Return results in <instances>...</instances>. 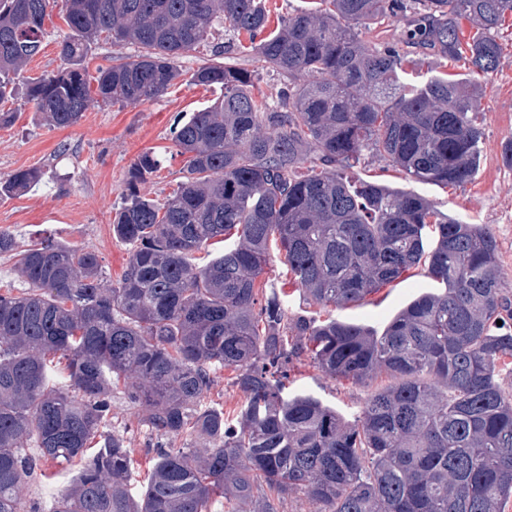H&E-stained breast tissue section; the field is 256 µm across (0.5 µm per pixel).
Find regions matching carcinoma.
I'll return each mask as SVG.
<instances>
[{
    "label": "carcinoma",
    "instance_id": "carcinoma-1",
    "mask_svg": "<svg viewBox=\"0 0 512 512\" xmlns=\"http://www.w3.org/2000/svg\"><path fill=\"white\" fill-rule=\"evenodd\" d=\"M58 6L65 67L22 81ZM511 16L512 0H316L269 31L265 0H0V101L21 88L55 128L96 104L155 100L182 76L179 58L201 46L212 59L189 82L224 89L174 122L186 157L176 194H141L161 165L155 152L129 170L112 219L131 246L119 279L91 251L52 239L21 246L0 230V257L16 259L30 285L0 292V512H24L22 486L48 460L81 471L47 512H207L213 495L246 500L257 484L279 500L300 491L315 512H504L512 397L499 372L512 358V303L497 239L353 170L371 149L411 178L471 180L478 77L497 69V34ZM388 17L404 20L419 48L467 55L470 77L400 79L395 48L359 36ZM462 19L477 27L465 44ZM224 24L264 34L259 60L288 78L278 104L256 99L252 75L221 61L224 45L212 40ZM102 34L140 51L91 78L85 62ZM36 178L19 170L0 194ZM227 236L234 247L194 263ZM272 243L325 307L358 302L420 264L444 291L419 295L380 333L290 320L276 285L256 288ZM303 353L331 377L385 371L393 383L349 422L316 397L288 394V365ZM217 366L244 396L234 423L206 403ZM131 376L127 398L153 431L213 442L157 448L138 497L133 451L107 430L112 387Z\"/></svg>",
    "mask_w": 512,
    "mask_h": 512
}]
</instances>
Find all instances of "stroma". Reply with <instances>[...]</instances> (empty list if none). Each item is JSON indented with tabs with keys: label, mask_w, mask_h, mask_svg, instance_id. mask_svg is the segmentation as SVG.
<instances>
[{
	"label": "stroma",
	"mask_w": 512,
	"mask_h": 512,
	"mask_svg": "<svg viewBox=\"0 0 512 512\" xmlns=\"http://www.w3.org/2000/svg\"><path fill=\"white\" fill-rule=\"evenodd\" d=\"M67 31L61 14H54L46 25L43 48L25 67L24 76L35 78L63 68L59 43ZM360 36L375 45L394 46L407 71L422 74L432 68L462 77L468 73L466 61L438 59L415 49L400 19L363 28ZM220 40L224 44L225 63L252 74L254 95L278 103L286 78L264 66L253 52L242 49L233 30H225ZM499 42L500 65L479 85L478 121L483 136L479 166L470 181L456 187L420 182L407 177L388 158L372 150L364 151L356 174L421 195L439 214L487 225L498 241L504 292L512 298V165L503 159L504 146L512 142V18L502 26ZM208 57V51L203 49L180 57L183 79L154 101L138 105L103 104L89 109L77 124L65 129L41 122L23 97L8 102V109L16 112L17 118L11 127L0 128V178L26 169L39 170L41 177L26 192L0 197V230L11 232L22 245L51 238L94 251L106 275L119 279L129 246L114 237L111 221L123 202L127 173L142 152L153 150L162 163L143 185V194L163 199L177 190L184 176V159L173 142V120L202 110L223 96L221 87L193 85L187 80ZM283 260V255L272 254L263 279L282 288L292 320L333 317L380 332L409 301L436 286L424 267L419 266L360 302L326 309L293 282ZM391 382L390 375L383 371L361 383L335 379L304 355L293 359L288 371L290 393L313 395L350 421L372 392ZM143 415V409L123 394H113L109 430L123 437L133 450L135 470L131 488L136 495L145 488L157 446L203 445L201 439L189 435L157 436L143 423ZM44 468L55 473L56 478L49 481L37 474L28 480L23 502L29 512L34 507L49 506L78 473L77 467L53 462L45 463Z\"/></svg>",
	"instance_id": "1"
}]
</instances>
